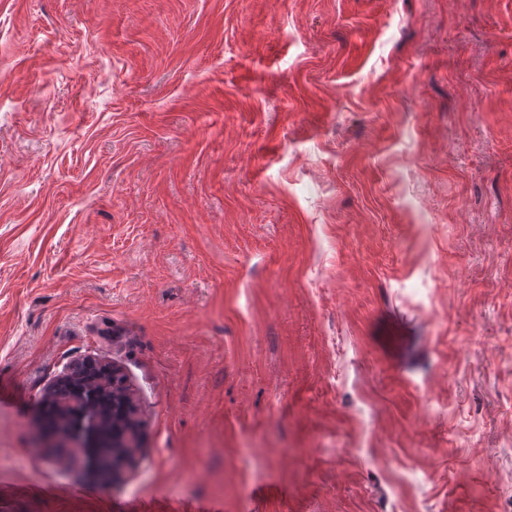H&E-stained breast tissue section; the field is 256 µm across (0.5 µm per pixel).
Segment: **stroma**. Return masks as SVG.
Segmentation results:
<instances>
[{
	"label": "stroma",
	"mask_w": 512,
	"mask_h": 512,
	"mask_svg": "<svg viewBox=\"0 0 512 512\" xmlns=\"http://www.w3.org/2000/svg\"><path fill=\"white\" fill-rule=\"evenodd\" d=\"M511 504L512 0H0V512ZM45 398L56 411L58 426L55 437H60L62 448L83 461L86 469L98 477L104 472L107 453L108 469L117 467L122 456L112 457V448L127 453L119 470H113L109 482L120 477V470L128 457L140 448L136 423V406L122 386L119 371L110 364L87 358L66 364L57 378L45 389ZM112 401V412L103 407V401ZM112 432V439L110 433ZM112 447V448H109Z\"/></svg>",
	"instance_id": "obj_1"
}]
</instances>
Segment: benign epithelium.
<instances>
[{"label":"benign epithelium","instance_id":"7a95c632","mask_svg":"<svg viewBox=\"0 0 512 512\" xmlns=\"http://www.w3.org/2000/svg\"><path fill=\"white\" fill-rule=\"evenodd\" d=\"M45 398L54 405L61 446L86 469L104 472V448L132 455L139 449L136 406L112 365L92 358L73 360L47 386Z\"/></svg>","mask_w":512,"mask_h":512}]
</instances>
